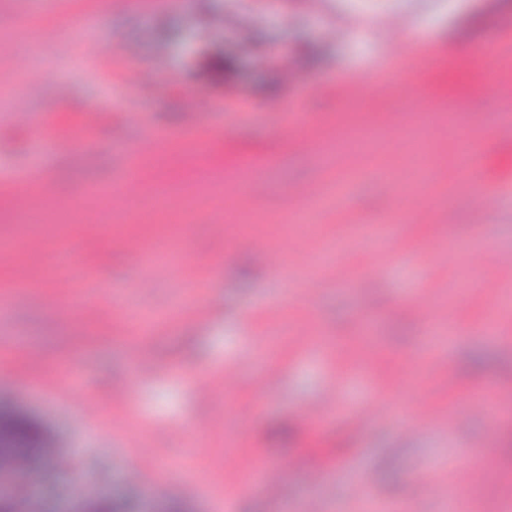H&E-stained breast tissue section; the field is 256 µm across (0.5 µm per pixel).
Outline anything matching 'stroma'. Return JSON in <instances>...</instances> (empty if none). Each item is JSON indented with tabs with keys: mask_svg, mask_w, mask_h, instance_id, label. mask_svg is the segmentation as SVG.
Here are the masks:
<instances>
[{
	"mask_svg": "<svg viewBox=\"0 0 512 512\" xmlns=\"http://www.w3.org/2000/svg\"><path fill=\"white\" fill-rule=\"evenodd\" d=\"M410 19L414 35L390 42L387 24ZM51 27L31 55L13 0H0V180L42 173L57 213L93 215L87 188L120 183L129 150L154 133L180 139L184 153L124 196L117 226L152 242L179 233L185 258L176 272L147 271L93 229L39 223L41 195L24 218L0 192V226L19 225L21 237L46 247L39 288L0 296V408L38 421L52 447L16 472L26 512H86L92 498L133 500L137 512H484L511 497L512 402L500 396L512 391V270L496 261L512 259V143L497 141L493 128L512 122V100L495 88L500 63L490 51L512 53V0H318L313 11L300 0H59ZM94 45L124 71L97 74ZM448 48L485 73L488 88L446 65ZM220 55L234 58L232 71L214 66ZM282 55L299 60L293 79ZM392 56L404 73L385 93L366 92L354 105L333 94L339 80L367 81ZM431 67L436 81L420 109L413 83ZM145 69L156 75L148 92L129 76ZM17 102L32 121L16 119ZM192 103L217 138L210 161L226 172L220 197L189 156ZM360 124L376 130V150L337 142V128ZM465 147L485 176L510 182L486 227L475 224L479 201L454 165ZM248 154L278 161L239 169ZM422 156L431 172L427 222L403 225L381 244L366 240L368 226L387 223ZM350 168L349 201L291 223L289 187L316 192ZM158 179L197 189L196 210L183 213L175 198L157 206L149 185ZM241 196L249 209L233 211ZM68 232L81 235L71 277L93 268L92 314L59 287L53 239ZM482 255L489 263L477 264ZM200 257L213 270L199 271ZM343 277L356 287L340 285ZM478 278L489 288L459 304L457 283ZM429 317L461 335L426 337ZM24 346L38 358H18ZM227 370L231 390L198 391L204 375ZM62 372L69 389L51 393L48 381ZM118 379L137 404L122 427L112 401ZM373 399L394 413L352 423L350 413ZM422 401L431 416L417 413ZM452 407L461 424H449ZM151 458L155 466L141 469ZM266 465L279 472L277 498L237 491L238 477ZM465 468L495 478L472 481L450 507L447 492ZM136 471L149 493L130 487Z\"/></svg>",
	"mask_w": 512,
	"mask_h": 512,
	"instance_id": "obj_1",
	"label": "stroma"
}]
</instances>
